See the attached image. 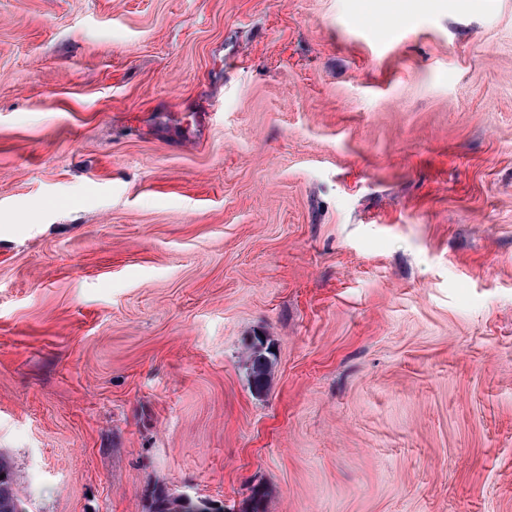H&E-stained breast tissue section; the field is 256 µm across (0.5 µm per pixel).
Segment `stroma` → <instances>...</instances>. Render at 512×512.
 <instances>
[{
    "label": "stroma",
    "mask_w": 512,
    "mask_h": 512,
    "mask_svg": "<svg viewBox=\"0 0 512 512\" xmlns=\"http://www.w3.org/2000/svg\"><path fill=\"white\" fill-rule=\"evenodd\" d=\"M0 456L25 512H512V0H0ZM256 340L258 343L251 344L250 370L253 387L256 391L261 392L268 386L273 363L263 341L259 337H256Z\"/></svg>",
    "instance_id": "stroma-1"
}]
</instances>
